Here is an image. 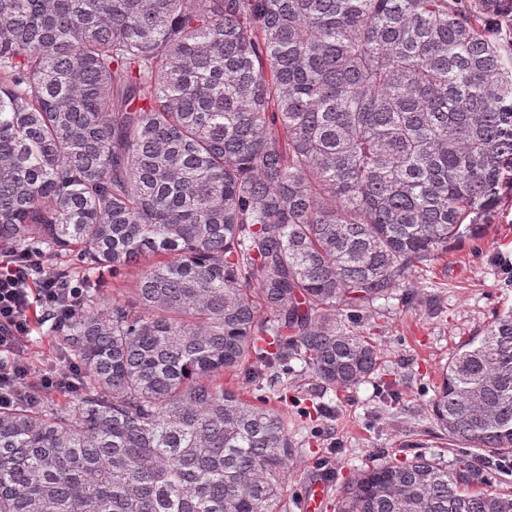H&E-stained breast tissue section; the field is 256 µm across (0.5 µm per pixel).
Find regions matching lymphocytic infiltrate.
Masks as SVG:
<instances>
[{
	"label": "lymphocytic infiltrate",
	"instance_id": "lymphocytic-infiltrate-1",
	"mask_svg": "<svg viewBox=\"0 0 512 512\" xmlns=\"http://www.w3.org/2000/svg\"><path fill=\"white\" fill-rule=\"evenodd\" d=\"M82 300V286L55 277L32 250L0 253V410L13 406L18 396L70 386V370L32 377L23 346L33 307L50 311L60 321Z\"/></svg>",
	"mask_w": 512,
	"mask_h": 512
}]
</instances>
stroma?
Wrapping results in <instances>:
<instances>
[{"label": "stroma", "instance_id": "obj_1", "mask_svg": "<svg viewBox=\"0 0 512 512\" xmlns=\"http://www.w3.org/2000/svg\"><path fill=\"white\" fill-rule=\"evenodd\" d=\"M512 305V203L480 236L449 245L430 265L412 268L353 319L372 339L381 367L368 381L340 389L322 384L301 360L289 359L286 379L252 382L247 371L224 384L251 401L265 400L288 419L289 512H304L306 495L323 485L333 512L337 492L361 468L417 455L454 463V442L443 439L431 401L443 366L464 342L482 335L494 314ZM54 321L38 311L25 349L34 374L62 364Z\"/></svg>", "mask_w": 512, "mask_h": 512}]
</instances>
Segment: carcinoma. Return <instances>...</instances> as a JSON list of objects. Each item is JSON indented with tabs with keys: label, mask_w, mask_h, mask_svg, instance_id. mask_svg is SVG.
Returning <instances> with one entry per match:
<instances>
[{
	"label": "carcinoma",
	"mask_w": 512,
	"mask_h": 512,
	"mask_svg": "<svg viewBox=\"0 0 512 512\" xmlns=\"http://www.w3.org/2000/svg\"><path fill=\"white\" fill-rule=\"evenodd\" d=\"M512 0H0V251L82 306L67 412H0V512H288V421L224 386L379 368L338 316L491 224L512 184ZM133 297L94 277L141 260ZM274 346L270 351L264 345ZM463 446L363 468L334 512H512V306L431 403Z\"/></svg>",
	"instance_id": "1"
}]
</instances>
